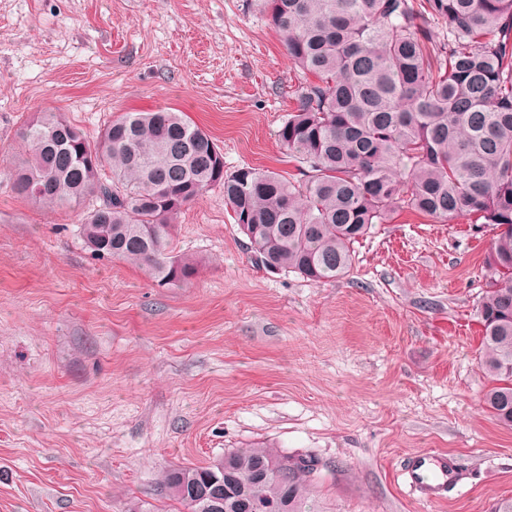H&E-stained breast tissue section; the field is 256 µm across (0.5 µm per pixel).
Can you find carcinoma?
<instances>
[{"mask_svg": "<svg viewBox=\"0 0 512 512\" xmlns=\"http://www.w3.org/2000/svg\"><path fill=\"white\" fill-rule=\"evenodd\" d=\"M245 2L302 73L277 131L300 179L248 166L224 172L214 139L163 108L124 113L93 142L64 113L44 112L22 127L30 153L8 179L53 209L84 208L80 233L94 256L170 285L198 266L174 254L171 221L213 188L257 262L316 283L344 276L353 243L397 207L490 224L482 401L512 427V0ZM440 22L447 35L436 41L431 25ZM312 473L310 460L256 443L208 466L173 468L163 484L187 512H207L214 495L224 512H312Z\"/></svg>", "mask_w": 512, "mask_h": 512, "instance_id": "cac0c4a2", "label": "carcinoma"}]
</instances>
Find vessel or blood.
<instances>
[{
  "label": "vessel or blood",
  "instance_id": "vessel-or-blood-1",
  "mask_svg": "<svg viewBox=\"0 0 512 512\" xmlns=\"http://www.w3.org/2000/svg\"><path fill=\"white\" fill-rule=\"evenodd\" d=\"M401 474L410 492L419 494L429 503L445 500L449 489L460 481L457 461L439 452H426L411 457L402 467Z\"/></svg>",
  "mask_w": 512,
  "mask_h": 512
}]
</instances>
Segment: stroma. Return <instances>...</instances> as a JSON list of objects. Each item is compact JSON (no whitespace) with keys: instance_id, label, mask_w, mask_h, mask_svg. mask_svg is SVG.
Wrapping results in <instances>:
<instances>
[{"instance_id":"stroma-1","label":"stroma","mask_w":512,"mask_h":512,"mask_svg":"<svg viewBox=\"0 0 512 512\" xmlns=\"http://www.w3.org/2000/svg\"><path fill=\"white\" fill-rule=\"evenodd\" d=\"M298 75L244 0H0V512H184L163 486L253 443L312 459L317 512H494L512 500V428L484 408L478 305L494 229L397 210L315 284L258 266L213 189L174 219L172 286L98 258L79 216L7 178L45 109L89 137L169 108L224 169L294 173L276 132ZM441 451L446 501L401 461ZM404 484L426 502L437 503L460 481L457 461L446 453L426 452L411 457L401 469Z\"/></svg>"}]
</instances>
